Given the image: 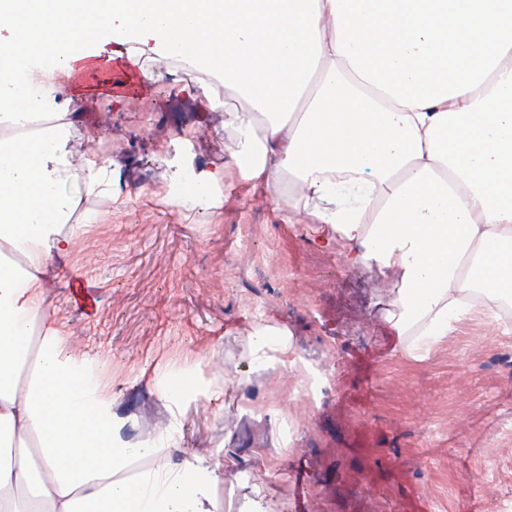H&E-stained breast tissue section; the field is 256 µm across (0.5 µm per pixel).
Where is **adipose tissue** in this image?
Masks as SVG:
<instances>
[{"label":"adipose tissue","mask_w":512,"mask_h":512,"mask_svg":"<svg viewBox=\"0 0 512 512\" xmlns=\"http://www.w3.org/2000/svg\"><path fill=\"white\" fill-rule=\"evenodd\" d=\"M0 53V123L50 122L0 139V512H218L219 462L171 456L189 402L224 388L162 380L168 427L127 441L48 300L84 233L64 219L112 194L111 165L68 148L96 56L143 85L175 60L202 72L183 88L197 125L223 110L234 167L272 193L289 178L320 247L340 237L396 282L385 318L408 350L512 303V0H0ZM290 353L278 326L250 337L255 372Z\"/></svg>","instance_id":"1"}]
</instances>
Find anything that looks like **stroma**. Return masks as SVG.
I'll return each instance as SVG.
<instances>
[{
    "label": "stroma",
    "instance_id": "35a3bbf8",
    "mask_svg": "<svg viewBox=\"0 0 512 512\" xmlns=\"http://www.w3.org/2000/svg\"><path fill=\"white\" fill-rule=\"evenodd\" d=\"M113 71L102 60L86 77L69 144L110 146L113 194L91 205L50 296L72 345L106 364L127 438L166 425L161 377L199 367L228 393L191 402L172 460L220 461V512L256 481L282 512H512V322L473 315L408 352L382 319L379 269L349 267L344 242L320 248L325 225L229 166L223 111L193 130L196 104L167 76L127 84L114 108ZM184 153L225 168L223 207L176 206ZM264 323L288 329L324 396L307 399L294 368L251 370L247 333Z\"/></svg>",
    "mask_w": 512,
    "mask_h": 512
}]
</instances>
